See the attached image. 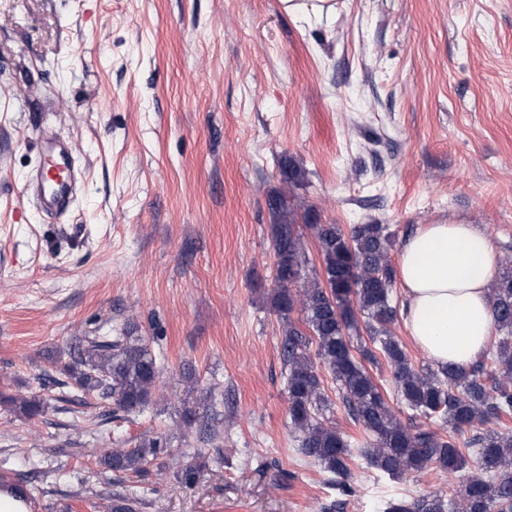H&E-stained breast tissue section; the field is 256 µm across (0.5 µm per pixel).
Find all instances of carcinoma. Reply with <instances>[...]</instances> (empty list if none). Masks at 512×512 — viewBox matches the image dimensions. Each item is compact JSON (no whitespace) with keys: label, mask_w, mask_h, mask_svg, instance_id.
<instances>
[{"label":"carcinoma","mask_w":512,"mask_h":512,"mask_svg":"<svg viewBox=\"0 0 512 512\" xmlns=\"http://www.w3.org/2000/svg\"><path fill=\"white\" fill-rule=\"evenodd\" d=\"M274 215L270 302L282 322L288 417L302 454L339 477V495H355L348 480L352 443L319 418L325 404L323 367L339 383L350 417L368 434L364 456L372 468L400 478L434 465L457 481L448 497L436 491L413 501L392 499L385 512H512V433L497 430L512 415V269L489 287L496 345L469 368L448 365L424 373L390 332L397 306L387 227L356 224L346 234L336 224L307 225L318 246V270L285 200L275 204ZM296 309L304 315L300 325L291 317ZM362 327L376 349L353 344L351 337ZM381 357L396 397L410 411L405 421L366 368L379 366ZM51 363L70 376L77 391L110 400L128 413L149 404L160 377L148 340L132 321L112 333L81 337L73 351L56 354ZM0 403L29 417L44 411L35 394L3 396ZM164 453L160 441L152 439L114 449L100 464L143 477L147 465Z\"/></svg>","instance_id":"carcinoma-1"}]
</instances>
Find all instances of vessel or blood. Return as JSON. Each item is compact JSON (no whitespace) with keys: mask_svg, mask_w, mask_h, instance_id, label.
Returning a JSON list of instances; mask_svg holds the SVG:
<instances>
[{"mask_svg":"<svg viewBox=\"0 0 512 512\" xmlns=\"http://www.w3.org/2000/svg\"><path fill=\"white\" fill-rule=\"evenodd\" d=\"M43 152L50 161V167L46 174L36 177L33 190L45 210H65L77 192L81 170L68 143L46 144Z\"/></svg>","mask_w":512,"mask_h":512,"instance_id":"1","label":"vessel or blood"}]
</instances>
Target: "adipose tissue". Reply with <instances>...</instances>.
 Instances as JSON below:
<instances>
[{
	"label": "adipose tissue",
	"instance_id": "adipose-tissue-1",
	"mask_svg": "<svg viewBox=\"0 0 512 512\" xmlns=\"http://www.w3.org/2000/svg\"><path fill=\"white\" fill-rule=\"evenodd\" d=\"M497 275V253L475 225L425 224L403 241L404 324L434 366L467 367L486 350Z\"/></svg>",
	"mask_w": 512,
	"mask_h": 512
}]
</instances>
